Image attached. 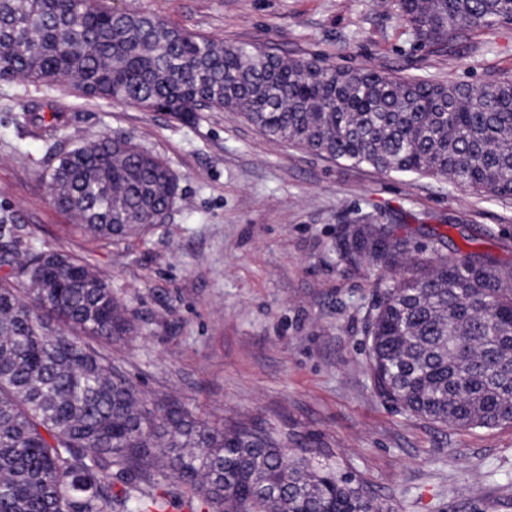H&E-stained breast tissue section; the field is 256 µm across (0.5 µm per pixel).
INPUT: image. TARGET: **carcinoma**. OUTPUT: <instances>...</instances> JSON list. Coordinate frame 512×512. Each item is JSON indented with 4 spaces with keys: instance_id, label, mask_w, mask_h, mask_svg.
Wrapping results in <instances>:
<instances>
[{
    "instance_id": "carcinoma-1",
    "label": "carcinoma",
    "mask_w": 512,
    "mask_h": 512,
    "mask_svg": "<svg viewBox=\"0 0 512 512\" xmlns=\"http://www.w3.org/2000/svg\"><path fill=\"white\" fill-rule=\"evenodd\" d=\"M422 47L512 25V0H392ZM70 83L157 112H239L265 137L353 165L512 199V77L479 86L224 46L100 0H0V81ZM44 133L60 116L28 109ZM75 229L119 242L161 223L179 177L122 133L64 152L48 173ZM0 216V512H380L331 464L292 459L262 430L198 419L145 395L112 359L127 307L81 260L20 247ZM425 248L384 224L348 229L339 261L393 273L368 316L380 397L458 429L512 425V265ZM181 483L165 488L169 477Z\"/></svg>"
}]
</instances>
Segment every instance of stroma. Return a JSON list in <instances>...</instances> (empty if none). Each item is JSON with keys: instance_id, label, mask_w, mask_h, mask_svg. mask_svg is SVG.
<instances>
[{"instance_id": "35a3bbf8", "label": "stroma", "mask_w": 512, "mask_h": 512, "mask_svg": "<svg viewBox=\"0 0 512 512\" xmlns=\"http://www.w3.org/2000/svg\"><path fill=\"white\" fill-rule=\"evenodd\" d=\"M105 3L285 57L439 82L512 77V25L423 48L388 0ZM36 103L61 112L54 138L27 120ZM113 132L166 159L181 197L164 223L110 245L72 231L47 174L57 153ZM1 214L24 247L77 257L111 285L136 327L112 356L146 394L287 437L292 457L329 460L383 512H512V426L445 427L382 399L365 347L378 275L336 256L346 225L388 224L443 258L476 249L512 265V200L329 160L237 112L181 118L13 80L0 81Z\"/></svg>"}]
</instances>
